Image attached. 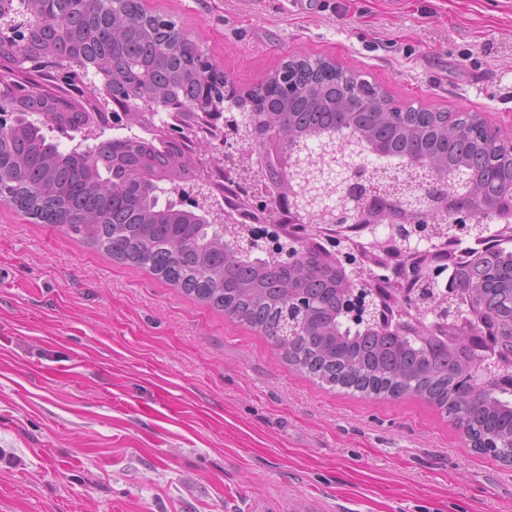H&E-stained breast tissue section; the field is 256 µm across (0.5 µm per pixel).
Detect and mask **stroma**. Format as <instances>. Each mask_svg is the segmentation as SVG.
<instances>
[{
	"label": "stroma",
	"mask_w": 512,
	"mask_h": 512,
	"mask_svg": "<svg viewBox=\"0 0 512 512\" xmlns=\"http://www.w3.org/2000/svg\"><path fill=\"white\" fill-rule=\"evenodd\" d=\"M241 91L290 59L512 134V0H142ZM0 512H512V465L0 203Z\"/></svg>",
	"instance_id": "1"
}]
</instances>
